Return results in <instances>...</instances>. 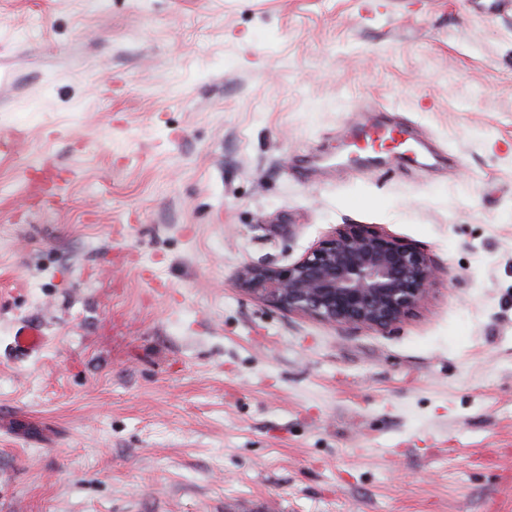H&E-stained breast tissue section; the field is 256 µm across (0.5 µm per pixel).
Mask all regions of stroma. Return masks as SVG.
Listing matches in <instances>:
<instances>
[{
  "label": "stroma",
  "mask_w": 512,
  "mask_h": 512,
  "mask_svg": "<svg viewBox=\"0 0 512 512\" xmlns=\"http://www.w3.org/2000/svg\"><path fill=\"white\" fill-rule=\"evenodd\" d=\"M1 131L0 512H512V0H0ZM341 224L397 326L237 287ZM368 134H355L352 136V144L362 152L375 154L360 157L364 161H383L385 158L380 154H386L388 157L393 156L395 149L399 144L411 139L418 145L422 151L426 150V143L423 138H416L418 133L415 129L404 130L396 127L391 129H376L375 125L371 128Z\"/></svg>",
  "instance_id": "35a3bbf8"
}]
</instances>
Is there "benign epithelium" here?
<instances>
[{
  "mask_svg": "<svg viewBox=\"0 0 512 512\" xmlns=\"http://www.w3.org/2000/svg\"><path fill=\"white\" fill-rule=\"evenodd\" d=\"M439 268L423 248L363 224H341L297 261L246 264L243 292L336 325L388 329L427 297Z\"/></svg>",
  "mask_w": 512,
  "mask_h": 512,
  "instance_id": "1",
  "label": "benign epithelium"
}]
</instances>
